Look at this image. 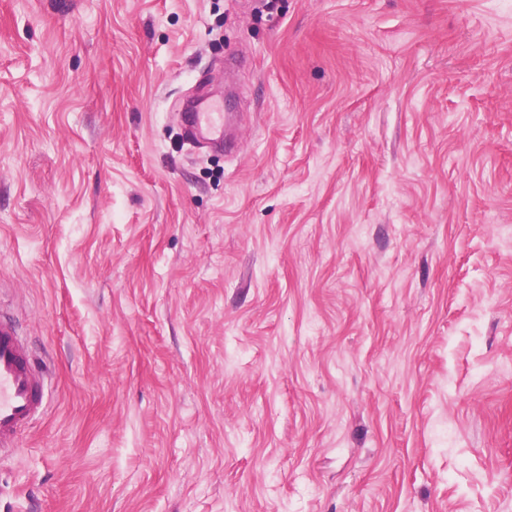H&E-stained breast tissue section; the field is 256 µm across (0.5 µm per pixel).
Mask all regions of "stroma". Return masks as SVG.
Segmentation results:
<instances>
[{
	"label": "stroma",
	"instance_id": "obj_1",
	"mask_svg": "<svg viewBox=\"0 0 512 512\" xmlns=\"http://www.w3.org/2000/svg\"><path fill=\"white\" fill-rule=\"evenodd\" d=\"M0 309V512H512V0H0ZM189 130L193 134L208 135L212 141L223 142L224 150L234 146L231 138L224 137V108L217 102L198 101L193 109L186 114ZM44 407V377L13 322L0 314V450L17 446Z\"/></svg>",
	"mask_w": 512,
	"mask_h": 512
}]
</instances>
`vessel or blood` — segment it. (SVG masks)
I'll return each mask as SVG.
<instances>
[{
  "mask_svg": "<svg viewBox=\"0 0 512 512\" xmlns=\"http://www.w3.org/2000/svg\"><path fill=\"white\" fill-rule=\"evenodd\" d=\"M186 120L192 133L208 135L232 148V139L224 135L222 104L199 101L187 112ZM44 407V378L33 369L13 322L0 315V447L17 446Z\"/></svg>",
  "mask_w": 512,
  "mask_h": 512,
  "instance_id": "1",
  "label": "vessel or blood"
}]
</instances>
